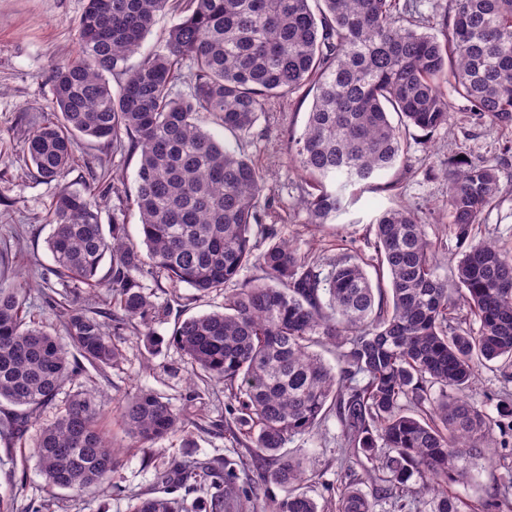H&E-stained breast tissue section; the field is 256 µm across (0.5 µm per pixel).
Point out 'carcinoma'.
Masks as SVG:
<instances>
[{
	"instance_id": "cac0c4a2",
	"label": "carcinoma",
	"mask_w": 512,
	"mask_h": 512,
	"mask_svg": "<svg viewBox=\"0 0 512 512\" xmlns=\"http://www.w3.org/2000/svg\"><path fill=\"white\" fill-rule=\"evenodd\" d=\"M167 7L178 22L129 67ZM77 32L79 49L54 66L51 98L28 124L23 153L39 176L60 183L46 240L57 275L76 296L105 289L113 325L74 305L59 314L62 339L22 308L17 292L1 289L0 401L21 411L0 418V433L21 436L27 419L83 371L80 360L116 365L114 337L133 324L149 352L176 347L189 378L224 383L250 453L272 461L261 485L286 489L272 512H322L296 492L303 462L280 450L332 410L342 454L375 473L369 493L344 483L338 512H375L376 502L409 493L415 474L430 495L427 512H472L448 486L487 459L495 420L466 392L488 363L512 378V250L474 233L498 202L497 165L463 157L448 170V228L465 246L456 291L477 325L464 330L426 225L405 205L373 220L386 288L372 284L362 259L322 277L283 241L254 255L267 175L204 129L201 115L239 138L252 132L266 99L310 87L313 103L289 159L314 188L301 203L309 223L326 224L348 211L356 191H395L401 179L391 172L412 175L409 128L435 130L455 112L474 125H512V0H450L438 35L414 28L396 0H86ZM79 137L139 156L141 245L129 240L123 210L108 228L100 223L96 194L113 189L105 176L91 174L80 189L66 182ZM253 261L264 278L224 295V311L180 321L167 340L153 330L156 305L136 278L144 268L209 293ZM324 343L336 348L337 372L311 350ZM435 385L442 395L433 401ZM120 416L141 446L188 437L187 414L150 391L127 396ZM108 418L95 394L69 396L33 444L48 486L82 498L110 481ZM222 464V474L203 461L156 468L157 482L173 491L210 483L190 504L140 497L131 512H231L259 495L260 485L237 484L236 461ZM510 508L512 482L480 504V512Z\"/></svg>"
}]
</instances>
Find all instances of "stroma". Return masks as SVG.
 <instances>
[{"mask_svg": "<svg viewBox=\"0 0 512 512\" xmlns=\"http://www.w3.org/2000/svg\"><path fill=\"white\" fill-rule=\"evenodd\" d=\"M83 7L84 0H0V289L18 292L24 306L39 316L45 330L56 336L63 333L58 320L62 305L75 300L94 312L102 303L96 297L72 298L55 274L54 261L46 247L51 231L47 210L59 185L39 177L35 168L26 165L21 145L27 128L20 118L25 115L35 121L45 110L51 96V65L76 49V26ZM312 102V92L304 87L268 100L253 135L237 138L223 128L215 130L216 135L271 178L267 192L271 205L263 224L252 228L255 252H262L276 238L304 255L321 274H328L336 262L374 256L373 217L401 203L426 224L441 259L440 277L453 279L462 246L448 230L442 204L448 195V160L465 152L493 159L499 168L500 201L485 213L478 235L512 248V154L504 151L512 143V126L479 127L462 112L437 130L411 129L406 165L413 175L404 180L401 193L365 191L348 213L335 221L309 223L300 200L311 185L289 163L288 139L303 131ZM76 152L81 164L68 175V182H80L92 168L108 170L118 192L102 200L100 221L111 224L113 206L123 205L127 233L132 241H140V219L133 203L137 157L115 155L83 140L78 141ZM262 275L258 265H249L223 290L206 295L183 285L173 286L152 271L142 273L139 282L159 311L155 331L168 337L177 322L222 310L225 293ZM116 342L123 355L118 366L101 371L87 368L82 376L66 384L54 404L29 418L22 443L10 448L0 440V498L8 512H29L31 506L41 503L48 504V512H129L135 497L165 494V487L155 480L156 466L192 458L213 461L225 456L247 461L250 440L236 432L225 410L223 385L188 382L186 362L179 350L168 345L158 353H149L133 328L122 330ZM82 389L94 391L112 410L127 395L141 389L152 391L173 408L189 413L190 435L165 439L150 450L136 448L118 419H111L109 430L116 467L104 493L78 499L71 491L49 488L37 469L32 445L41 428L56 418L68 395ZM468 399L491 417H498L501 404L512 403V380H505L498 371L480 369ZM510 441L512 433L495 427L486 462L472 481L451 485V492L475 505L493 488L512 481V458L502 457V446ZM285 451L302 460L307 468L303 491L325 512H337L344 469L335 414L322 418L312 433L289 442ZM245 473L255 480L261 468L247 461Z\"/></svg>", "mask_w": 512, "mask_h": 512, "instance_id": "35a3bbf8", "label": "stroma"}]
</instances>
